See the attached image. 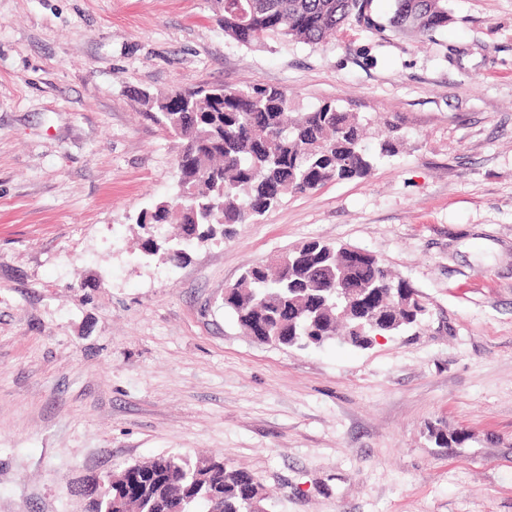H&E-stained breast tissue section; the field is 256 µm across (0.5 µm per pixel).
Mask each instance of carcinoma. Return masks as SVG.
I'll return each instance as SVG.
<instances>
[{"label":"carcinoma","mask_w":512,"mask_h":512,"mask_svg":"<svg viewBox=\"0 0 512 512\" xmlns=\"http://www.w3.org/2000/svg\"><path fill=\"white\" fill-rule=\"evenodd\" d=\"M214 2L224 35L245 46L274 37L317 45L348 24L431 37L448 24V0H393L385 15L377 12L376 0ZM138 96L147 117L182 142L175 196L136 218L146 234L143 248L172 264L185 259L196 242L231 238L237 226L257 223L283 197L315 191L330 180L364 177L396 152L393 137L371 152L359 119L330 103L289 118L292 99L277 87L200 85ZM165 224L179 225L177 241L155 235ZM289 254L288 265L251 267L225 289L224 309L244 331L261 320L280 345L322 347L340 335L348 345L366 349L375 335L402 334L430 317L426 298L368 253L350 260L344 247L310 240ZM338 279L392 296V311L379 319L355 305L348 318L338 320L345 305L336 293ZM430 437L446 448L470 435L433 427ZM110 477L112 490L91 496L88 512H268L255 476L215 458L162 455Z\"/></svg>","instance_id":"obj_1"}]
</instances>
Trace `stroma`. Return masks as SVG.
I'll use <instances>...</instances> for the list:
<instances>
[{"label": "stroma", "instance_id": "obj_1", "mask_svg": "<svg viewBox=\"0 0 512 512\" xmlns=\"http://www.w3.org/2000/svg\"><path fill=\"white\" fill-rule=\"evenodd\" d=\"M448 14L430 40L244 46L210 0H0V512H79L90 476L173 453L251 472L269 512H512V0ZM198 83L336 104L398 151L161 262L136 218L179 143L135 93ZM310 239L430 318L365 350L255 341L225 288Z\"/></svg>", "mask_w": 512, "mask_h": 512}]
</instances>
